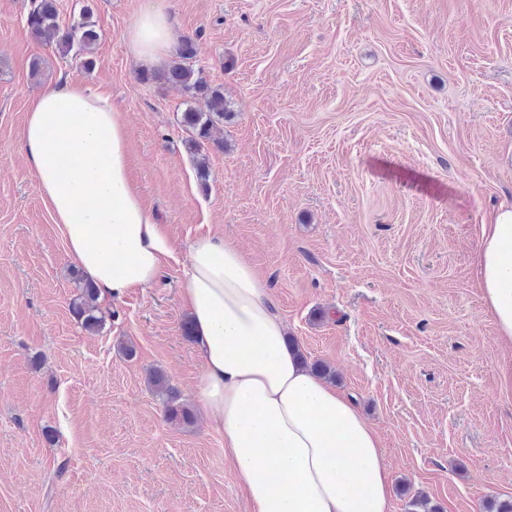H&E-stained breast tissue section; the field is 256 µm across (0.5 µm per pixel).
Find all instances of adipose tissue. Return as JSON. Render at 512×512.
<instances>
[{
  "mask_svg": "<svg viewBox=\"0 0 512 512\" xmlns=\"http://www.w3.org/2000/svg\"><path fill=\"white\" fill-rule=\"evenodd\" d=\"M131 61L163 64L172 22L155 0L128 31ZM22 150L68 249L101 299L151 287L174 248L132 189L109 96L59 79L32 98ZM479 286L512 341V205L482 225ZM182 302L202 361L195 398L224 437L253 512H388L380 440L355 405L305 369L267 280L223 237L186 245Z\"/></svg>",
  "mask_w": 512,
  "mask_h": 512,
  "instance_id": "obj_1",
  "label": "adipose tissue"
}]
</instances>
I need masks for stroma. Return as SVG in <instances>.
<instances>
[{
	"instance_id": "1",
	"label": "stroma",
	"mask_w": 512,
	"mask_h": 512,
	"mask_svg": "<svg viewBox=\"0 0 512 512\" xmlns=\"http://www.w3.org/2000/svg\"><path fill=\"white\" fill-rule=\"evenodd\" d=\"M147 0L90 7L92 66L36 44L0 0V512H252L204 415L170 423L202 370L182 261L112 301L92 334L73 257L20 145L30 99L64 77L121 112L132 188L175 251L231 241L269 282L307 363L377 432L390 512L512 498V347L478 286L480 226L512 203V0H160L232 104L199 184L185 97L145 83L126 31ZM133 347L124 356L119 343ZM151 389L162 398L167 420L178 425H190L194 421V412L187 403L180 401L163 372L152 370L148 374Z\"/></svg>"
}]
</instances>
